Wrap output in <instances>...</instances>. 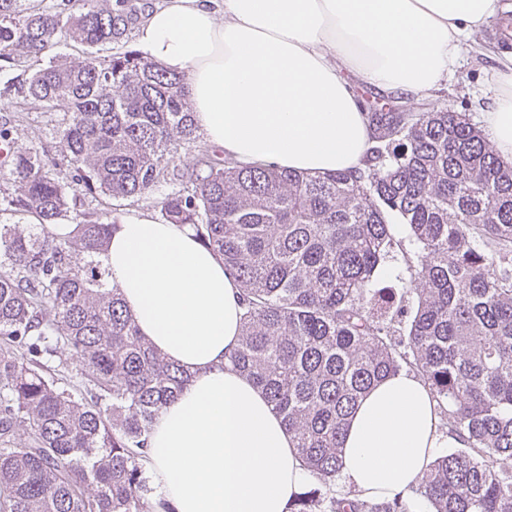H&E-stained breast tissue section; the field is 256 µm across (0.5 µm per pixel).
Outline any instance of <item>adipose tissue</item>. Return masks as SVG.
Segmentation results:
<instances>
[{"mask_svg":"<svg viewBox=\"0 0 512 512\" xmlns=\"http://www.w3.org/2000/svg\"><path fill=\"white\" fill-rule=\"evenodd\" d=\"M503 0H159L137 29L144 54L185 75L198 133L249 165L332 173L367 148L364 83L408 96L433 91L464 40ZM483 117L512 164V56ZM103 263L139 332L192 375L155 417L146 476L166 512H284L304 473L263 392L228 369L241 332L240 291L192 231L133 216ZM421 380L399 373L352 413L341 479L361 498L405 492L456 440Z\"/></svg>","mask_w":512,"mask_h":512,"instance_id":"adipose-tissue-1","label":"adipose tissue"}]
</instances>
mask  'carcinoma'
<instances>
[{"label":"carcinoma","instance_id":"1","mask_svg":"<svg viewBox=\"0 0 512 512\" xmlns=\"http://www.w3.org/2000/svg\"><path fill=\"white\" fill-rule=\"evenodd\" d=\"M20 2L0 0V71L48 58L25 98L63 118L55 146L16 150L0 207L26 218L0 223V512H153L147 437L192 382L108 284L116 207L80 210L82 196L151 199L224 260L244 309L229 362L308 474L285 512H512V164L466 114L371 108L355 171L224 159L188 175L185 76L138 50L99 55L128 26L127 0ZM62 39L81 55L49 56ZM66 221L73 234L51 231ZM397 251L408 282L374 287ZM401 371L423 381L461 447L406 495L348 503L335 490L348 418Z\"/></svg>","mask_w":512,"mask_h":512}]
</instances>
